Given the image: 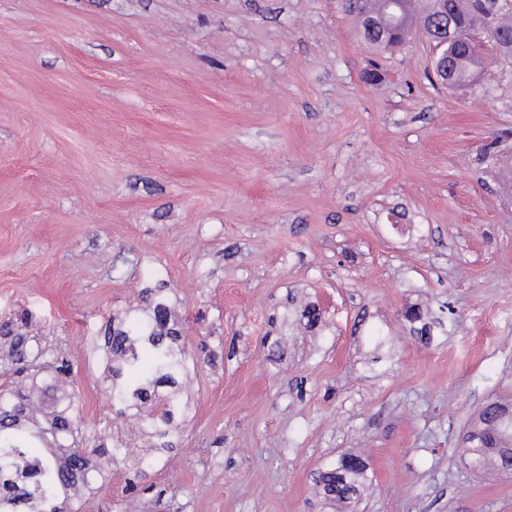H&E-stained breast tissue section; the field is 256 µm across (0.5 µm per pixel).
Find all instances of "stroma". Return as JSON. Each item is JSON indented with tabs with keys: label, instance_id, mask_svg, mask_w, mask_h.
<instances>
[{
	"label": "stroma",
	"instance_id": "1",
	"mask_svg": "<svg viewBox=\"0 0 512 512\" xmlns=\"http://www.w3.org/2000/svg\"><path fill=\"white\" fill-rule=\"evenodd\" d=\"M150 288L207 354L188 422L82 512H512L462 443L512 401V64L446 86L342 0H0V321L107 448L95 347ZM366 468L347 467L343 461L336 469L323 473L321 483L327 495L338 500H348L355 492L356 482L364 474Z\"/></svg>",
	"mask_w": 512,
	"mask_h": 512
}]
</instances>
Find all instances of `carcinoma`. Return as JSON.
Returning a JSON list of instances; mask_svg holds the SVG:
<instances>
[{"instance_id":"1","label":"carcinoma","mask_w":512,"mask_h":512,"mask_svg":"<svg viewBox=\"0 0 512 512\" xmlns=\"http://www.w3.org/2000/svg\"><path fill=\"white\" fill-rule=\"evenodd\" d=\"M345 11L359 26L365 41L382 47L380 37L390 38L392 19L388 0H344ZM483 0H448V17L460 33L479 24ZM496 54L512 60V7L500 12L485 27ZM484 61L471 56L456 43L448 47V85L478 81ZM181 332L170 325L167 306L159 302L153 313L132 317L105 341V355L114 379L137 375L132 386L116 383L106 388L110 401H154L143 418L145 435L166 447L180 432L177 419L185 414L181 385L193 373L188 352L180 343ZM36 337L20 331L11 321L0 323V349L21 380L0 386V512H80L82 494L94 489L104 465L128 456V448H89L83 444L84 426L78 397L73 390L70 366L40 362L34 351ZM170 391L152 398L154 387ZM468 435L474 443L466 448V463L484 469L494 464L504 473L512 470V454L492 452L486 444L512 438V404L488 403ZM365 469L343 463L321 476L325 493L348 500Z\"/></svg>"}]
</instances>
